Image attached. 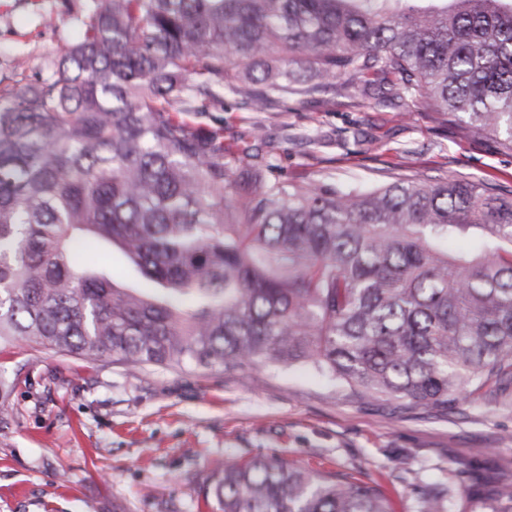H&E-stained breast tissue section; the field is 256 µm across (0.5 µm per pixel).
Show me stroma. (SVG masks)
Instances as JSON below:
<instances>
[{"label": "stroma", "instance_id": "1", "mask_svg": "<svg viewBox=\"0 0 512 512\" xmlns=\"http://www.w3.org/2000/svg\"><path fill=\"white\" fill-rule=\"evenodd\" d=\"M80 0H0V90L50 75L77 41ZM224 144L261 127L296 181L377 183V169H445L512 186V153L415 111L357 108L326 89L291 112L226 107ZM11 415L0 425V512H216L211 478L229 458H276L381 484L394 512L429 485L456 512H490L475 492L512 464V395L481 391L452 411L405 413L358 399L307 367L130 371L40 347L0 350Z\"/></svg>", "mask_w": 512, "mask_h": 512}]
</instances>
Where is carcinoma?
I'll return each instance as SVG.
<instances>
[{
    "mask_svg": "<svg viewBox=\"0 0 512 512\" xmlns=\"http://www.w3.org/2000/svg\"><path fill=\"white\" fill-rule=\"evenodd\" d=\"M76 20L49 77L0 94V344L128 370L300 363L405 410L508 390L512 188L252 178L264 154L181 115L335 87L512 152V0H87ZM486 483L512 512V476ZM212 490L218 512H393L376 482L264 457ZM449 499L427 488L418 512Z\"/></svg>",
    "mask_w": 512,
    "mask_h": 512,
    "instance_id": "1",
    "label": "carcinoma"
}]
</instances>
